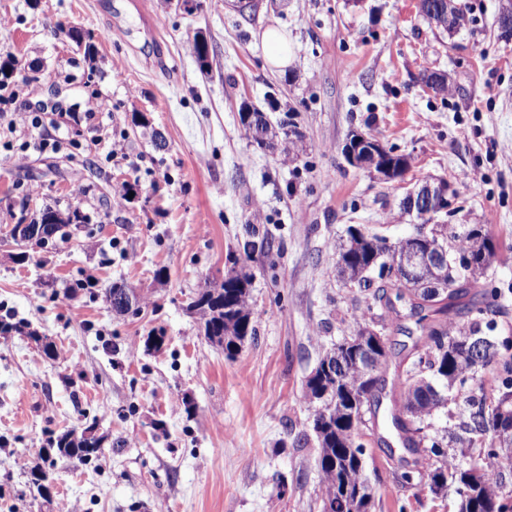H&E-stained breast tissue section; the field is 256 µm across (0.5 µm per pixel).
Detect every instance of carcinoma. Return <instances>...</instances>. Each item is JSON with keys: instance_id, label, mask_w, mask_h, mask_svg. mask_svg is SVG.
Here are the masks:
<instances>
[{"instance_id": "1", "label": "carcinoma", "mask_w": 512, "mask_h": 512, "mask_svg": "<svg viewBox=\"0 0 512 512\" xmlns=\"http://www.w3.org/2000/svg\"><path fill=\"white\" fill-rule=\"evenodd\" d=\"M84 217L76 211L62 214L46 208L37 224H70L82 222ZM428 234L447 244L448 267L446 280L453 287L443 290L435 298L427 296V288L420 287L401 270L389 264L387 256L391 247L386 239L368 235L358 228L348 229V239L339 246L349 260L339 268V273L354 287L366 292L372 303L367 310L378 306L395 311L393 299L409 301L407 317L416 319L422 332L423 345L417 347L412 367L404 380V416H393L404 447L423 453L421 469L401 475L406 484L414 475L427 477L432 493L438 494L454 488L458 497V512H512V489L507 488L497 476L502 465H512V432L501 437L499 421L504 414H512V363L504 362L500 374L499 395L491 402L476 397L470 387L479 369L491 364L500 356L498 342L490 332L495 329L492 316L501 309V293L496 288H479L474 276L486 268L495 257V246L480 228L460 231L455 224H433ZM474 256L479 266L470 268L467 257ZM251 275L230 270L224 275L220 288L206 287L198 292L190 309L199 316L205 329L212 330L218 344L229 356L238 352L247 337L256 334L249 307ZM367 323H357L354 335L336 343L318 362L336 363L340 380L326 379L331 392L321 400L329 421L313 418L312 430L318 444L317 467L326 485L321 502V512H371L372 495L364 475L363 444L357 441L356 426L362 422V409L383 390L384 368L388 347L380 339L378 347L368 361L357 366L362 351L361 340ZM482 340L487 346L479 354L471 350V343ZM440 382L448 390H457L465 402L473 407L468 418L460 421V433L453 439L472 443L480 438L487 448L486 462L462 466L448 457L444 448L445 438H430V446L420 449L424 441L423 430L430 427L428 419L447 399L437 390ZM104 437L85 438L67 431L47 440V450L59 457L91 460L103 447Z\"/></svg>"}]
</instances>
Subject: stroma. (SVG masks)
I'll return each mask as SVG.
<instances>
[{
  "mask_svg": "<svg viewBox=\"0 0 512 512\" xmlns=\"http://www.w3.org/2000/svg\"><path fill=\"white\" fill-rule=\"evenodd\" d=\"M0 0V512H320L314 444L299 448L315 410L305 381L351 335L368 296L336 270L348 227L389 242L411 235L401 201L448 180L464 205L439 224L483 230L499 257L478 286L496 288L494 334L512 338V41L497 38L501 0H456L458 34L429 24L417 0ZM78 27L95 51L67 35ZM281 28L290 64L264 58ZM210 43L208 70L193 54ZM448 75L438 93L424 73ZM62 111H35L46 83ZM112 105L98 124L96 101ZM295 121L296 150L260 146L241 115ZM48 146L30 144L32 116ZM166 138L153 145L155 132ZM361 132L410 160L385 181L343 153ZM85 221L56 245L17 246L11 225L44 208ZM268 238L270 254H245ZM253 276L256 329L234 357L209 343L186 305L233 266ZM123 282L149 297L111 312ZM69 294L61 303L60 294ZM385 330V380L405 375L421 332ZM163 344L145 349L148 335ZM54 356H47L44 344ZM364 409L359 440L374 512H453L454 497L403 484L414 457L391 417L403 391ZM96 424L108 447L90 463L56 459L49 498L30 484L48 437Z\"/></svg>",
  "mask_w": 512,
  "mask_h": 512,
  "instance_id": "1",
  "label": "stroma"
}]
</instances>
